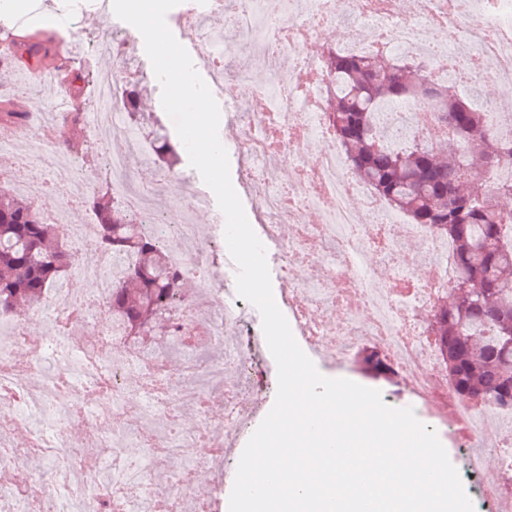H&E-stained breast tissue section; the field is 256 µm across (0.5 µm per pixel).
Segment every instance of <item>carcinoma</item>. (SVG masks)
<instances>
[{
	"instance_id": "obj_1",
	"label": "carcinoma",
	"mask_w": 512,
	"mask_h": 512,
	"mask_svg": "<svg viewBox=\"0 0 512 512\" xmlns=\"http://www.w3.org/2000/svg\"><path fill=\"white\" fill-rule=\"evenodd\" d=\"M61 41L66 36L10 38L17 67L38 68ZM325 56L331 84L326 113L346 171L411 223L427 225L454 245L458 279L431 308L429 321L448 380L462 398L512 407V219L499 204L501 197L512 196V183L491 188L484 179L487 171L512 160V148L491 132L485 108L472 103L480 85L467 80L463 64L458 81L440 80L431 75L430 61L415 54L398 55L388 64L378 52L330 47ZM88 78L84 70L70 72L67 93L76 108L61 113L57 123L58 147L76 157L87 152L79 105ZM140 93L138 85L125 89L129 115L137 121L142 119ZM409 101L433 114L450 160L440 159L433 144L411 133L400 112ZM151 144L152 155L172 172L180 152L167 130L153 129ZM86 204L98 221L99 247L134 255L112 286V321L141 346L158 321L176 334L187 284L167 264L162 238L141 232L115 200L90 193ZM72 262L58 227L0 187V313L33 309L64 280ZM358 365L369 376L394 380L373 347L361 351Z\"/></svg>"
}]
</instances>
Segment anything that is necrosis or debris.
<instances>
[{"label":"necrosis or debris","instance_id":"obj_1","mask_svg":"<svg viewBox=\"0 0 512 512\" xmlns=\"http://www.w3.org/2000/svg\"><path fill=\"white\" fill-rule=\"evenodd\" d=\"M351 2L345 16L361 29L343 43L346 51L383 45L424 53L433 44L435 22L464 28L465 39L434 59L433 70L455 77L463 59L473 81L495 83L499 94L488 110L494 129L512 141V39L499 37L512 29V0H489L478 12L469 0ZM224 12V0H188L181 21L216 84L231 79L256 86L235 116L238 159L267 218L264 234L280 245L284 297L295 309L299 334L335 366L348 364L363 345L375 347L422 412L452 430L468 419L464 454L468 473L479 479L478 496L497 512H512V499L503 492L504 483H512V435L492 450L481 441L490 416L512 427V409L459 398L423 322L455 282L445 261L452 246L425 225L409 223L352 178L327 125L323 61L304 48L322 24L334 21L335 0H281L275 15L265 0H236L228 31L205 24V17ZM244 46L256 48L259 69L227 70L225 59ZM130 53L129 38L113 35L116 66L110 77L97 80L91 101L95 110L111 107L112 122L94 125L92 142L104 152L102 171L113 197L139 217L143 232L162 233L168 264L186 275L191 290L180 314L184 334L222 355L202 368L186 358L191 377L184 380L168 355L142 351L117 324L100 321L131 256L95 251L94 216L73 222L87 194L80 163L56 151L36 122L0 124V187L24 192L60 227L75 255L65 286L30 318L0 315V491L18 494L26 512H213L192 492L196 476L236 448L240 430L255 420L257 390L266 378L253 363L265 337L254 336L244 346L227 336L249 324V307L215 295L206 243L191 222V208L155 220L149 189L130 179L123 154L108 149L128 117L124 92L135 77L127 67ZM309 154L316 157L311 166L304 163ZM275 164L289 167V182L273 178ZM21 169L28 174L23 182L16 177ZM354 197L359 207L351 206ZM407 239L420 241L432 261L424 265L408 255ZM299 265L310 271L302 281L294 278ZM339 304L347 312L342 323L331 316ZM205 306L210 317L204 322ZM34 319L52 324L53 334L32 331ZM21 346L27 359L16 355ZM219 404L220 416L214 413ZM91 424L101 433L93 448L77 440ZM100 447L112 455L98 462ZM491 452L499 467L490 474L485 460ZM175 459L180 467L173 470L169 463ZM21 466L30 471L22 486L14 481Z\"/></svg>","mask_w":512,"mask_h":512}]
</instances>
